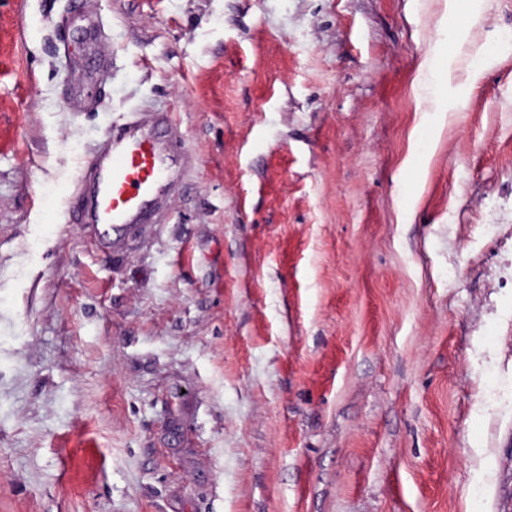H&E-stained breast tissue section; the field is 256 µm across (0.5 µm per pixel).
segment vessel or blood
Masks as SVG:
<instances>
[{
	"instance_id": "vessel-or-blood-1",
	"label": "vessel or blood",
	"mask_w": 512,
	"mask_h": 512,
	"mask_svg": "<svg viewBox=\"0 0 512 512\" xmlns=\"http://www.w3.org/2000/svg\"><path fill=\"white\" fill-rule=\"evenodd\" d=\"M178 163L165 135L145 130L140 119H127L82 170L80 222L91 226L102 243L134 225L152 223Z\"/></svg>"
}]
</instances>
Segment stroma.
<instances>
[{"label": "stroma", "instance_id": "obj_1", "mask_svg": "<svg viewBox=\"0 0 512 512\" xmlns=\"http://www.w3.org/2000/svg\"><path fill=\"white\" fill-rule=\"evenodd\" d=\"M467 2L0 0V512H512V0ZM132 113L189 162L103 246Z\"/></svg>", "mask_w": 512, "mask_h": 512}]
</instances>
